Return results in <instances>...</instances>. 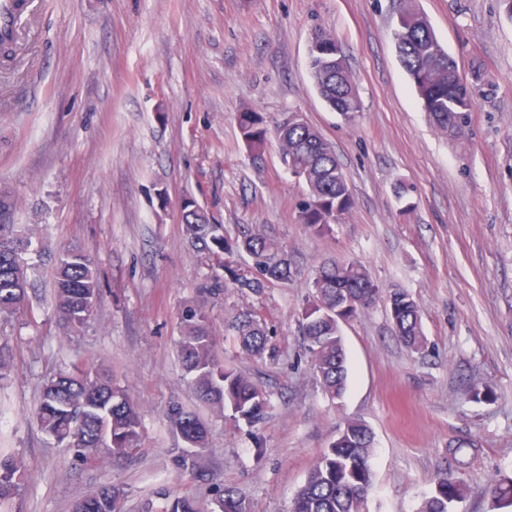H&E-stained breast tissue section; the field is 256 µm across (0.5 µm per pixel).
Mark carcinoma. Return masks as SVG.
Segmentation results:
<instances>
[{"label": "carcinoma", "instance_id": "carcinoma-1", "mask_svg": "<svg viewBox=\"0 0 512 512\" xmlns=\"http://www.w3.org/2000/svg\"><path fill=\"white\" fill-rule=\"evenodd\" d=\"M398 15L407 22L404 29L393 31L398 57L429 120L444 136H464L473 93L460 78L457 63L443 49L427 19L413 8L412 0H400ZM308 65L320 98L346 120H354L361 112L355 81L333 35H315L309 46ZM237 127L246 149L256 157L265 153L269 135L275 136L285 165L307 187L297 220L310 232L327 234L332 225L350 213L354 199L334 147L301 113H288L271 131L261 115L241 112ZM185 206L189 210L184 220L188 240L224 269L222 277L206 276L204 291L216 294L231 285L260 299L268 289L292 280L294 269L287 250L260 226L248 225L229 238L224 235V225L211 223L207 211L194 200H185ZM10 210L11 201L0 204L1 316L25 308L31 287L28 266L21 258L28 233L17 224L5 223ZM311 288L301 308L300 331L322 391L331 400L341 399L348 383L341 324L358 311L383 302L397 339L411 352L425 349L421 309L414 296L400 289L382 294L361 264L324 262L315 269ZM101 292V281L89 256L71 251L59 259L55 306L71 330L83 328ZM182 323L180 358L198 397L221 405L238 423L252 427L263 422L270 407L269 392L215 358L205 311L199 306L188 307ZM230 331L242 353L260 359L277 357L273 325L254 309L240 312ZM37 418L46 435L73 449L80 458L104 455L129 460L137 456L140 447L138 405L112 378L88 367L74 365L48 380L42 389ZM171 420L187 445L179 455L184 467L193 453L206 449V430L193 413L177 405L171 409ZM372 444L373 433L366 423L345 420L336 439L313 464L289 512H365L372 490ZM28 478L22 458L0 448V508L10 503ZM461 496V486L445 479L425 498L420 512H449ZM120 500L118 487L104 485L78 500L74 512H121ZM215 506L214 512H246L242 497L231 488L217 490Z\"/></svg>", "mask_w": 512, "mask_h": 512}]
</instances>
